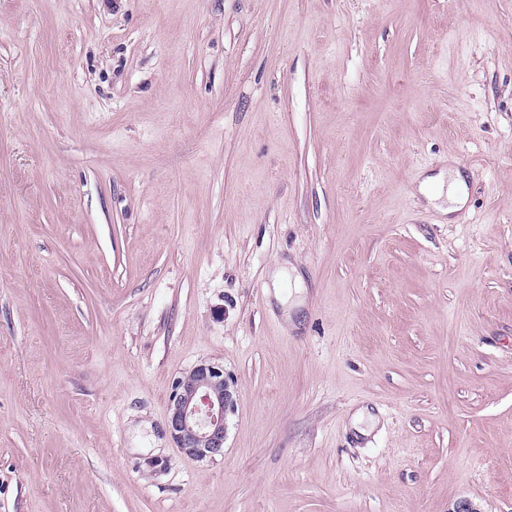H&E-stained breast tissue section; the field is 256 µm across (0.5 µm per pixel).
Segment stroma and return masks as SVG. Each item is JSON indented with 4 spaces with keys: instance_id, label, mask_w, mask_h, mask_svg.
<instances>
[{
    "instance_id": "obj_1",
    "label": "stroma",
    "mask_w": 512,
    "mask_h": 512,
    "mask_svg": "<svg viewBox=\"0 0 512 512\" xmlns=\"http://www.w3.org/2000/svg\"><path fill=\"white\" fill-rule=\"evenodd\" d=\"M461 499L512 512V0H0V512ZM236 408L232 377L218 361H204L175 378L169 395L167 430L184 454L197 460L224 453L227 418Z\"/></svg>"
}]
</instances>
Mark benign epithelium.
<instances>
[{"mask_svg": "<svg viewBox=\"0 0 512 512\" xmlns=\"http://www.w3.org/2000/svg\"><path fill=\"white\" fill-rule=\"evenodd\" d=\"M236 408L232 377L218 361H204L175 378L167 430L177 448L197 460L224 455L227 418Z\"/></svg>", "mask_w": 512, "mask_h": 512, "instance_id": "benign-epithelium-1", "label": "benign epithelium"}]
</instances>
